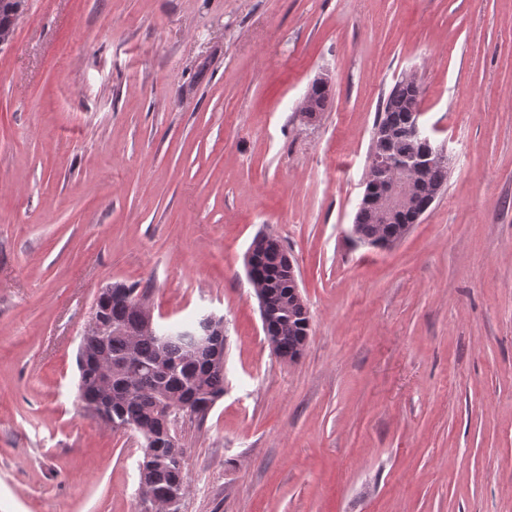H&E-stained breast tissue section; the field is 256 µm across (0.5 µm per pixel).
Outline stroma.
<instances>
[{
  "instance_id": "obj_1",
  "label": "stroma",
  "mask_w": 512,
  "mask_h": 512,
  "mask_svg": "<svg viewBox=\"0 0 512 512\" xmlns=\"http://www.w3.org/2000/svg\"><path fill=\"white\" fill-rule=\"evenodd\" d=\"M408 75L448 183L379 249L350 230ZM259 234L310 312L293 362L246 277ZM114 283L165 325L224 319L178 512H512V0H25L0 49V512H139L142 437L78 399Z\"/></svg>"
}]
</instances>
